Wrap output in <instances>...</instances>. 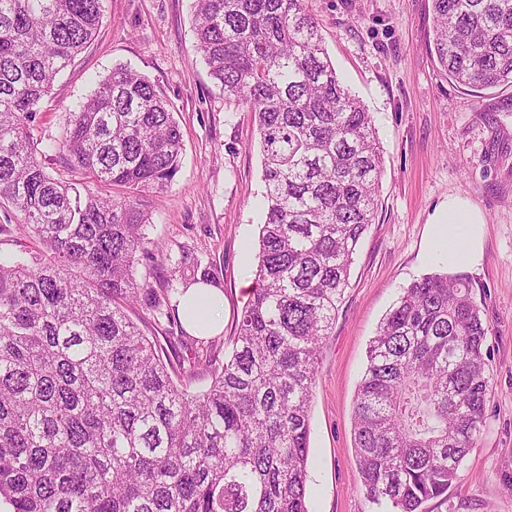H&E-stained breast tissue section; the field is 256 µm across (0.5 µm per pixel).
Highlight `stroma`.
I'll use <instances>...</instances> for the list:
<instances>
[{
    "label": "stroma",
    "mask_w": 512,
    "mask_h": 512,
    "mask_svg": "<svg viewBox=\"0 0 512 512\" xmlns=\"http://www.w3.org/2000/svg\"><path fill=\"white\" fill-rule=\"evenodd\" d=\"M342 84L371 112L383 151L375 224L364 235L350 286L319 357L311 400L310 512H377L362 493L353 445L354 402L369 342L415 279L448 270L427 254L430 222L452 197L484 217V257L469 270L490 333L492 392L485 429L446 496L426 512H512V86L480 93L447 78L429 50L431 0H306ZM158 85L173 106L184 151L166 190L147 193L146 253L138 283L167 285L175 268L216 265L223 362L254 278L250 261L265 215L260 137L251 112L226 100L197 48L192 0H106L94 40L41 102L38 136L64 142L67 119L113 67ZM129 314L172 367L200 346L174 313L148 303Z\"/></svg>",
    "instance_id": "obj_1"
}]
</instances>
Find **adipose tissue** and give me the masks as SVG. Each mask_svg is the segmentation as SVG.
I'll return each instance as SVG.
<instances>
[{
    "label": "adipose tissue",
    "mask_w": 512,
    "mask_h": 512,
    "mask_svg": "<svg viewBox=\"0 0 512 512\" xmlns=\"http://www.w3.org/2000/svg\"><path fill=\"white\" fill-rule=\"evenodd\" d=\"M432 255H446L449 266L478 267L483 257L481 216L463 199L448 200L447 215L436 218ZM186 329L196 336H211L223 327L224 295L221 290L199 283L192 285L180 305Z\"/></svg>",
    "instance_id": "ef3b65f1"
}]
</instances>
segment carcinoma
<instances>
[{
    "mask_svg": "<svg viewBox=\"0 0 512 512\" xmlns=\"http://www.w3.org/2000/svg\"><path fill=\"white\" fill-rule=\"evenodd\" d=\"M444 74L512 84V0H431ZM104 0H0V200L32 245L0 255V501L12 512H309L320 349L375 223L382 150L305 0H194L210 76L253 113L267 210L231 353L189 393L128 314L148 215L180 169L172 104L118 66L34 137L39 103L94 38ZM68 164L111 195L53 177ZM463 276L414 280L369 343L353 442L366 497L425 512L485 427L489 326Z\"/></svg>",
    "mask_w": 512,
    "mask_h": 512,
    "instance_id": "1",
    "label": "carcinoma"
}]
</instances>
